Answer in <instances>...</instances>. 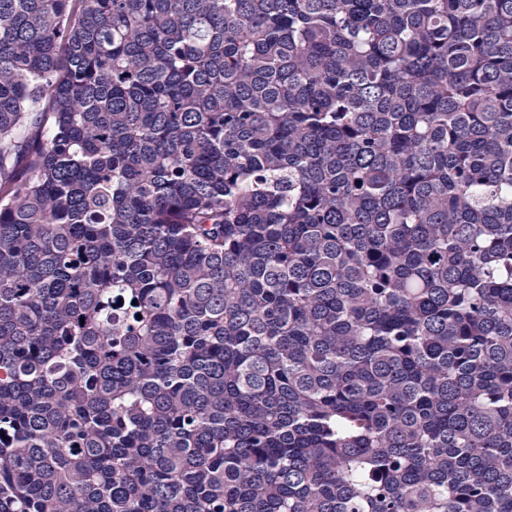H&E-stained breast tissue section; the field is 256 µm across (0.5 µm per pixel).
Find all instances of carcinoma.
<instances>
[{"mask_svg": "<svg viewBox=\"0 0 512 512\" xmlns=\"http://www.w3.org/2000/svg\"><path fill=\"white\" fill-rule=\"evenodd\" d=\"M0 512H512V0H0Z\"/></svg>", "mask_w": 512, "mask_h": 512, "instance_id": "cac0c4a2", "label": "carcinoma"}]
</instances>
